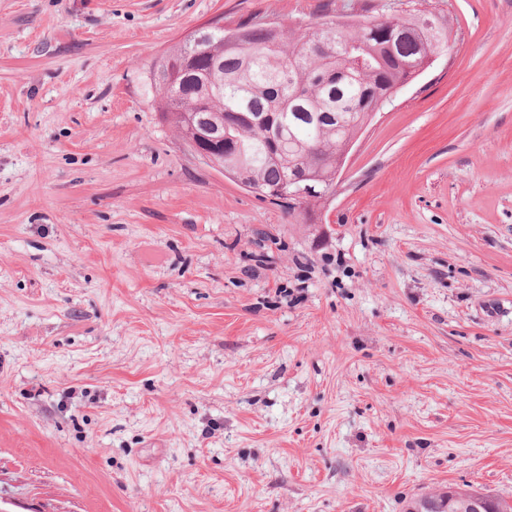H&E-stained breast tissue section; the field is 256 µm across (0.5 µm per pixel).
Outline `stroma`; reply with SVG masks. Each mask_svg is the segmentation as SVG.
Wrapping results in <instances>:
<instances>
[{
    "mask_svg": "<svg viewBox=\"0 0 512 512\" xmlns=\"http://www.w3.org/2000/svg\"><path fill=\"white\" fill-rule=\"evenodd\" d=\"M377 114L320 223L195 156L191 33L407 0H0V512L512 498V0ZM448 495V512L454 511V502L458 501L461 497L465 498L468 502L471 504L469 505L473 509H467V510H474L475 512H489V511H496V508H493L490 506L491 501L485 497H483L480 494L474 493L469 490H462V489H448V491H445V500H447Z\"/></svg>",
    "mask_w": 512,
    "mask_h": 512,
    "instance_id": "obj_1",
    "label": "stroma"
}]
</instances>
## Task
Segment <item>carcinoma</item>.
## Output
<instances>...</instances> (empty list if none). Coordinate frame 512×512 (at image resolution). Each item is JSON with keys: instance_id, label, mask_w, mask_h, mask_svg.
Returning a JSON list of instances; mask_svg holds the SVG:
<instances>
[{"instance_id": "1", "label": "carcinoma", "mask_w": 512, "mask_h": 512, "mask_svg": "<svg viewBox=\"0 0 512 512\" xmlns=\"http://www.w3.org/2000/svg\"><path fill=\"white\" fill-rule=\"evenodd\" d=\"M400 16L375 15L358 25L336 24L314 45L312 28L270 35L261 24L247 22L226 38L228 30H205L207 53L183 71L182 81L161 95L160 112H179L194 103L204 116L224 119V167L262 200L280 202L270 191L305 175L320 190L336 184V147L359 135L379 101L393 97L427 68L417 39L430 30V51L450 49V19L416 7ZM407 35L404 52L390 50L387 33ZM219 76L206 74L208 62ZM336 71L349 75L324 86L319 77ZM288 113V131L269 139L245 120Z\"/></svg>"}]
</instances>
